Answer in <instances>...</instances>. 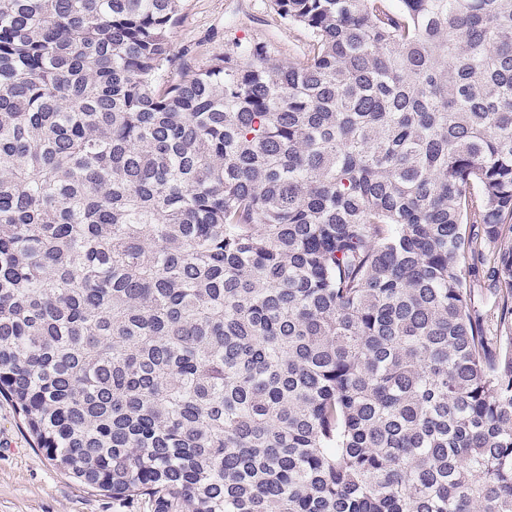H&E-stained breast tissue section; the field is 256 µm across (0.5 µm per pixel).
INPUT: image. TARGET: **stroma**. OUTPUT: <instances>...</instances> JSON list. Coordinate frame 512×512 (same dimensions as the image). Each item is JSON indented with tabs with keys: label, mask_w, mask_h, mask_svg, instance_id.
<instances>
[{
	"label": "stroma",
	"mask_w": 512,
	"mask_h": 512,
	"mask_svg": "<svg viewBox=\"0 0 512 512\" xmlns=\"http://www.w3.org/2000/svg\"><path fill=\"white\" fill-rule=\"evenodd\" d=\"M238 40H260L299 61L309 39L280 23L269 0H184L169 34L168 78L205 68ZM0 512H148L141 500L123 503L77 481L36 448L13 404L0 397Z\"/></svg>",
	"instance_id": "35a3bbf8"
}]
</instances>
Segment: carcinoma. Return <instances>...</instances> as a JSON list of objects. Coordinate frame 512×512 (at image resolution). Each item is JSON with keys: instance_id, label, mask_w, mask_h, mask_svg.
I'll return each mask as SVG.
<instances>
[{"instance_id": "obj_1", "label": "carcinoma", "mask_w": 512, "mask_h": 512, "mask_svg": "<svg viewBox=\"0 0 512 512\" xmlns=\"http://www.w3.org/2000/svg\"><path fill=\"white\" fill-rule=\"evenodd\" d=\"M182 2L0 0V395L151 512H512V0L165 86ZM490 279L485 270L479 267V272H476L475 276H467V284L471 291L472 309L482 315L486 326L493 332L495 326L493 325L492 314L497 301V293Z\"/></svg>"}]
</instances>
